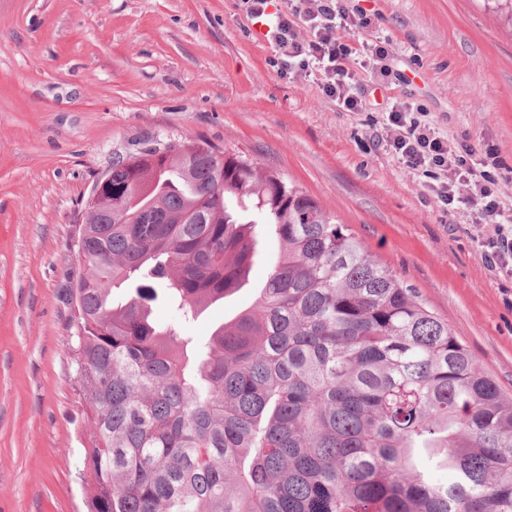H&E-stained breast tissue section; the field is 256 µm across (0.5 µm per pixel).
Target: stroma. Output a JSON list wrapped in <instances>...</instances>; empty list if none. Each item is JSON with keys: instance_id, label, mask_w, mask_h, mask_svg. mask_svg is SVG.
<instances>
[{"instance_id": "1", "label": "stroma", "mask_w": 512, "mask_h": 512, "mask_svg": "<svg viewBox=\"0 0 512 512\" xmlns=\"http://www.w3.org/2000/svg\"><path fill=\"white\" fill-rule=\"evenodd\" d=\"M389 40L392 73H362L346 112L314 78L279 77L241 0H0V512H87L89 433L70 341L71 247L93 182L159 137L241 152L312 195L416 288L512 395V276L491 268L467 213L371 139L390 100L512 171V28L483 0H346ZM250 285L186 335L208 341Z\"/></svg>"}]
</instances>
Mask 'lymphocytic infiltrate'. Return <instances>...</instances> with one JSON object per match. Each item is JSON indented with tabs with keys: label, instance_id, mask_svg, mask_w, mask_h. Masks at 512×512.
I'll use <instances>...</instances> for the list:
<instances>
[{
	"label": "lymphocytic infiltrate",
	"instance_id": "obj_1",
	"mask_svg": "<svg viewBox=\"0 0 512 512\" xmlns=\"http://www.w3.org/2000/svg\"><path fill=\"white\" fill-rule=\"evenodd\" d=\"M250 18L262 21L277 54L280 76L318 75L324 94L349 112L361 111L365 99L360 71L376 80L390 75L388 46L362 40L371 25L366 13L349 10L344 0H243ZM349 41H342L341 33ZM375 141L410 171L427 178V190L443 212L467 210L472 223L487 227L480 246L496 269L512 275V207L504 203L512 178L492 173L473 147L456 146L417 116L412 105L392 101Z\"/></svg>",
	"mask_w": 512,
	"mask_h": 512
}]
</instances>
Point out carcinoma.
<instances>
[{
  "mask_svg": "<svg viewBox=\"0 0 512 512\" xmlns=\"http://www.w3.org/2000/svg\"><path fill=\"white\" fill-rule=\"evenodd\" d=\"M109 174L69 288L88 512H512V397L316 199L206 143L156 140ZM263 228L279 250L254 304L187 350Z\"/></svg>",
  "mask_w": 512,
  "mask_h": 512,
  "instance_id": "carcinoma-1",
  "label": "carcinoma"
}]
</instances>
